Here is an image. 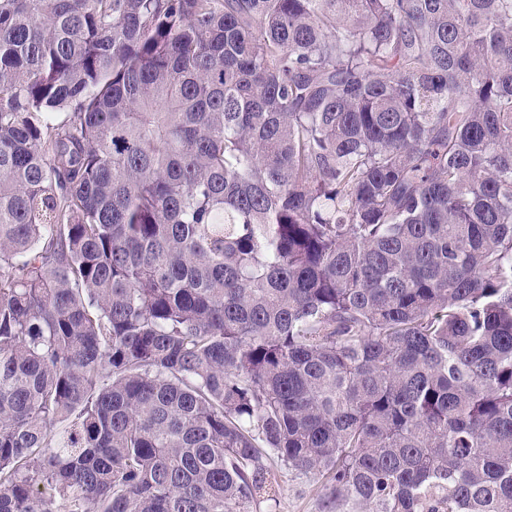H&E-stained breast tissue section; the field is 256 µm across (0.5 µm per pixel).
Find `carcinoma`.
I'll return each instance as SVG.
<instances>
[{
    "mask_svg": "<svg viewBox=\"0 0 512 512\" xmlns=\"http://www.w3.org/2000/svg\"><path fill=\"white\" fill-rule=\"evenodd\" d=\"M269 459L512 512V0H0V512Z\"/></svg>",
    "mask_w": 512,
    "mask_h": 512,
    "instance_id": "1",
    "label": "carcinoma"
}]
</instances>
